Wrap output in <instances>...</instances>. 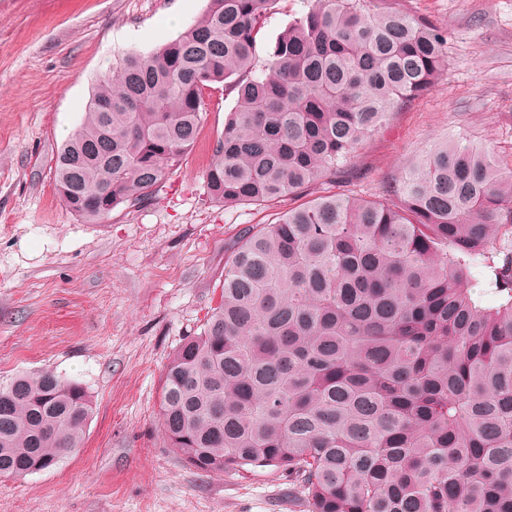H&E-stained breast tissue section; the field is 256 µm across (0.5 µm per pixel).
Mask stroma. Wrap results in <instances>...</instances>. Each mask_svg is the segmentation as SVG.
I'll use <instances>...</instances> for the list:
<instances>
[{"label":"stroma","mask_w":512,"mask_h":512,"mask_svg":"<svg viewBox=\"0 0 512 512\" xmlns=\"http://www.w3.org/2000/svg\"><path fill=\"white\" fill-rule=\"evenodd\" d=\"M207 3L0 0V381L48 369L93 402L79 451L46 471L0 477V512H306L271 469L228 477L191 468L159 423L170 355L218 304L227 249L269 217L208 192L236 90L208 87L197 143L150 202L90 224L54 180L57 153L113 58L158 48ZM404 7L447 30L448 68L356 154L349 190L374 197L436 136L491 146L512 172V0ZM309 8L278 0L257 36L259 59Z\"/></svg>","instance_id":"1"}]
</instances>
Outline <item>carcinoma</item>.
Here are the masks:
<instances>
[{"label":"carcinoma","mask_w":512,"mask_h":512,"mask_svg":"<svg viewBox=\"0 0 512 512\" xmlns=\"http://www.w3.org/2000/svg\"><path fill=\"white\" fill-rule=\"evenodd\" d=\"M278 0H208L175 39L112 63L55 160L83 205L155 197L197 142L205 90L237 106L207 171L213 198L267 209L224 263L221 304L172 353L159 416L204 473L270 467L306 512H512V174L489 149L430 142L382 195L337 189L390 116L436 90L448 33L384 0H312L264 62ZM488 265L498 305L473 297ZM85 388L50 370L0 382V476L80 447Z\"/></svg>","instance_id":"obj_1"}]
</instances>
